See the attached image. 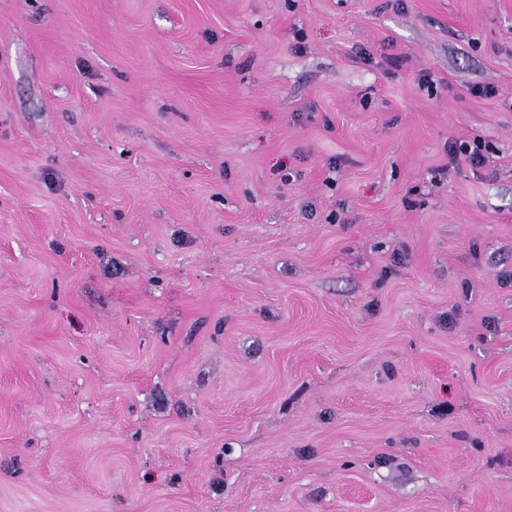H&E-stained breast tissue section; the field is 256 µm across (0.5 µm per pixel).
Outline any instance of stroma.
<instances>
[{"label": "stroma", "instance_id": "1", "mask_svg": "<svg viewBox=\"0 0 512 512\" xmlns=\"http://www.w3.org/2000/svg\"><path fill=\"white\" fill-rule=\"evenodd\" d=\"M509 271L512 0H0V512H512ZM487 145L479 137L471 141H463L448 146V157L451 162L464 160L472 166H481L486 158Z\"/></svg>", "mask_w": 512, "mask_h": 512}]
</instances>
